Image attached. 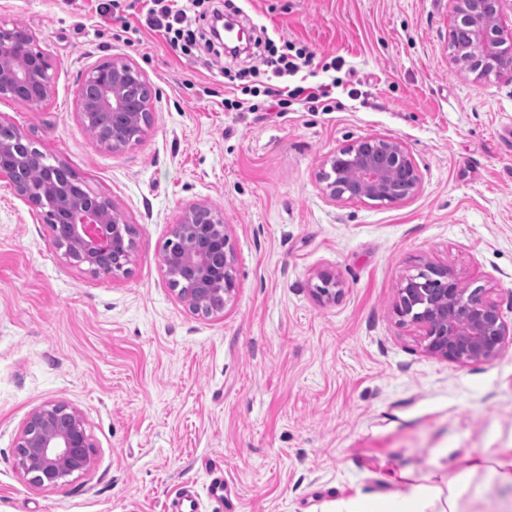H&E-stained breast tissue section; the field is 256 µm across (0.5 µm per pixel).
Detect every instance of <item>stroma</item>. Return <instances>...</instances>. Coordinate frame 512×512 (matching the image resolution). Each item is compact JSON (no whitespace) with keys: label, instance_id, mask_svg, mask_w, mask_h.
<instances>
[{"label":"stroma","instance_id":"35a3bbf8","mask_svg":"<svg viewBox=\"0 0 512 512\" xmlns=\"http://www.w3.org/2000/svg\"><path fill=\"white\" fill-rule=\"evenodd\" d=\"M96 0H0L32 32L54 79L33 108L0 95V122L73 168L135 229L128 274L95 276L0 180V512H168L183 488L224 472L226 506L204 512H333L417 481L512 457V343L490 363L426 354L393 313L399 285L429 265L488 288L512 326V82L475 81L448 55V0H244L238 22L316 54L339 80L330 112L299 103L225 111V72L245 58L173 50L144 0L102 17ZM139 26L129 47L124 23ZM340 57L344 66L325 70ZM157 92L142 141L106 149L78 110L80 76L112 59ZM358 89L349 98L346 87ZM401 139L418 167L411 199L335 200L324 157L364 137ZM205 204L230 227L236 290L191 312L164 271L170 227ZM336 273L334 303L315 293ZM49 401L81 412L94 463L58 489L28 483L17 436ZM469 476L459 512H512V485Z\"/></svg>","mask_w":512,"mask_h":512}]
</instances>
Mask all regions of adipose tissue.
I'll use <instances>...</instances> for the list:
<instances>
[{
    "label": "adipose tissue",
    "instance_id": "1",
    "mask_svg": "<svg viewBox=\"0 0 512 512\" xmlns=\"http://www.w3.org/2000/svg\"><path fill=\"white\" fill-rule=\"evenodd\" d=\"M394 489L378 498L357 497L344 503L338 512H429L432 505H439V512H458L457 498L462 478L444 480L443 484L409 482L406 473L399 472L392 478Z\"/></svg>",
    "mask_w": 512,
    "mask_h": 512
}]
</instances>
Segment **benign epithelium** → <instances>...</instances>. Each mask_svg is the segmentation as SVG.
<instances>
[{
  "label": "benign epithelium",
  "mask_w": 512,
  "mask_h": 512,
  "mask_svg": "<svg viewBox=\"0 0 512 512\" xmlns=\"http://www.w3.org/2000/svg\"><path fill=\"white\" fill-rule=\"evenodd\" d=\"M449 37L464 36L463 45L450 49L458 69L478 79L488 70L512 81V48L498 51L496 43L506 33L499 23L502 0H449ZM53 80L52 64L36 38H15V28L0 21V95L36 85L47 89ZM95 88V96L79 99L80 112L108 109L116 122L131 134L112 133V149L140 141L150 124L152 95L143 73L132 64L115 59L89 68L82 79ZM11 153L22 164L41 161L19 134L0 144V156ZM18 169L0 164V179L9 180L17 194L39 209L45 224L65 225L66 255L96 276L128 272L134 250L133 227L108 200L92 193L67 196L66 172L53 168L40 189L17 182ZM324 190L334 199L344 197L343 181L356 183L364 197L389 204L416 195L421 179L406 145L397 138L365 137L327 155L320 173ZM236 257L224 217L205 204L187 208L171 225L166 243L165 274L177 297L194 313L202 312L210 297L224 292L229 301L236 289ZM192 270L191 286H179L180 277ZM318 298L330 303L342 292L336 275L322 272ZM394 314L402 323L422 330L425 350L462 365L490 363L506 346L512 328L503 321L498 306L482 287L467 288L446 265H429L405 277L398 288ZM17 466L29 483L57 489L75 473L86 472L93 461L94 443L80 413L64 402H47L31 412L18 437Z\"/></svg>",
  "instance_id": "7a95c632"
}]
</instances>
